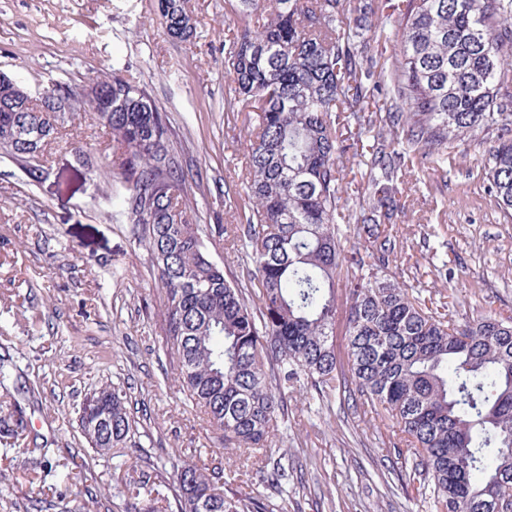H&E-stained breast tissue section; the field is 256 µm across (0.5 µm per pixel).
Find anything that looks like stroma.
Segmentation results:
<instances>
[{
  "mask_svg": "<svg viewBox=\"0 0 512 512\" xmlns=\"http://www.w3.org/2000/svg\"><path fill=\"white\" fill-rule=\"evenodd\" d=\"M189 8L198 26L185 43L168 37L157 0H0V72L36 90L121 70L168 118L195 223L228 224L248 125L224 109V43L239 17L235 0ZM395 33L391 23L367 33L360 56L392 68ZM495 143L490 133L415 164L392 221L407 283L442 292L460 322L490 308L512 315V222L482 171ZM116 153L104 129L63 125L35 181L0 150V401L18 402L26 422L19 435L0 432V512H145L124 457L168 498L179 460L241 465L177 391L150 256L136 226L112 218ZM444 264L453 279L440 276ZM112 385L126 391L136 429L119 458L95 453L78 422L84 397ZM283 405V441L269 456L287 457L288 488H259L274 512H432L390 421L368 423L353 400L327 404L312 391L288 390Z\"/></svg>",
  "mask_w": 512,
  "mask_h": 512,
  "instance_id": "obj_1",
  "label": "stroma"
}]
</instances>
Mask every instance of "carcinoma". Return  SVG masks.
Wrapping results in <instances>:
<instances>
[{
    "mask_svg": "<svg viewBox=\"0 0 512 512\" xmlns=\"http://www.w3.org/2000/svg\"><path fill=\"white\" fill-rule=\"evenodd\" d=\"M242 25L224 45L230 99L253 113L243 224L193 222L165 115L119 70L104 77L112 111L83 104L56 80L15 104L0 83V148L45 170L61 117L43 104L63 95L120 144L117 216L135 224L162 298L166 352L186 400L204 408L226 450L257 461L276 447L277 394L299 386L328 401L359 396L365 418H388L415 456L413 480L434 512H512V316L490 309L461 325L397 273L401 242L388 224L401 207L413 159L478 133H496L483 165L488 190L512 220V0H399L393 103L369 110L383 78L358 55L361 0H236ZM167 34L190 42L188 0H161ZM374 133L367 151L363 136ZM370 168L362 200L347 206L340 159ZM224 239L248 283L228 280L210 251ZM345 297L347 361L336 351ZM127 393L103 387L79 411L101 454L135 438ZM285 469L238 470L184 459L175 512H271L254 485Z\"/></svg>",
    "mask_w": 512,
    "mask_h": 512,
    "instance_id": "carcinoma-1",
    "label": "carcinoma"
}]
</instances>
